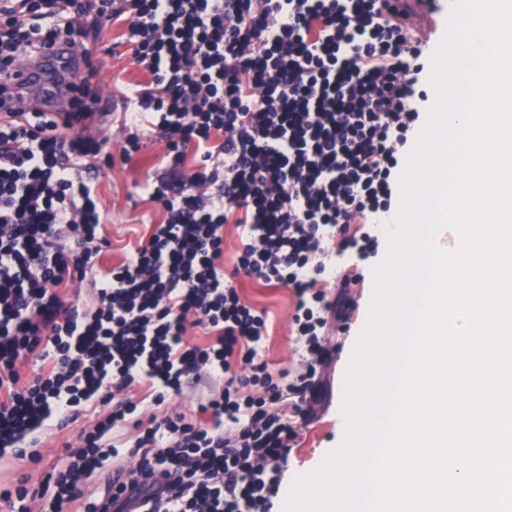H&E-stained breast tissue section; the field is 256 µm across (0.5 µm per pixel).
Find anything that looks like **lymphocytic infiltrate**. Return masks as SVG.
<instances>
[{"mask_svg": "<svg viewBox=\"0 0 512 512\" xmlns=\"http://www.w3.org/2000/svg\"><path fill=\"white\" fill-rule=\"evenodd\" d=\"M390 0H0V456L38 462L41 433L108 406L39 487L0 485L7 512H269L351 302L320 288L328 243L366 260L419 119L420 51ZM119 24L145 81L123 123L165 141L139 183L165 218L101 260L104 210L83 171L112 165L90 33ZM67 48L65 109L15 89V55ZM291 290L296 375L260 358L267 314L224 274ZM92 276L94 304L65 288ZM208 333L186 340V323ZM204 372L196 422L167 409ZM134 430L129 447L115 432ZM111 470L104 494L88 482ZM39 510H32V503Z\"/></svg>", "mask_w": 512, "mask_h": 512, "instance_id": "lymphocytic-infiltrate-1", "label": "lymphocytic infiltrate"}]
</instances>
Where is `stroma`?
Masks as SVG:
<instances>
[{"instance_id":"obj_1","label":"stroma","mask_w":512,"mask_h":512,"mask_svg":"<svg viewBox=\"0 0 512 512\" xmlns=\"http://www.w3.org/2000/svg\"><path fill=\"white\" fill-rule=\"evenodd\" d=\"M119 26L105 29L92 50L99 67V91L118 99L120 88L128 83L144 80V73L129 60L123 46L117 40ZM107 135L112 141V153L116 161L111 170L99 176L96 190L106 211L105 234L111 242L106 256L120 260L124 248L134 237L146 233V221L161 219L156 203L147 200L137 191L136 185L148 172L154 171L164 142L153 131L140 129L138 136L142 148L132 160L120 161L119 155L129 132L120 123L108 125ZM385 250L384 243H377L370 258L360 267H353L347 259H337L336 271L324 275L322 287L329 296H336L343 277L360 271L362 278L348 288L351 310L344 329H330L324 343L331 349L332 357L324 369L326 382L323 399L316 408L315 416L299 424L298 434L288 454L287 467L304 473L317 470L327 457V451L339 447L343 432L339 405L344 390V376L351 352L352 341L371 311L370 292L373 287L372 273L380 265ZM237 288L246 301L268 314V333L262 348V357L273 371H297L301 359V345L297 341L292 321V296L288 288L246 277L238 278ZM95 412H86L80 424L65 430L47 429L40 443L41 460L32 464L12 457L0 459V478L5 480L26 477L29 484L38 485L53 467L61 464L66 445L78 443L80 431L95 421Z\"/></svg>"}]
</instances>
